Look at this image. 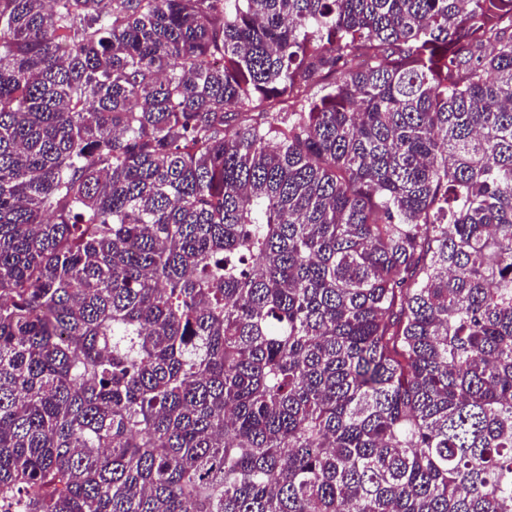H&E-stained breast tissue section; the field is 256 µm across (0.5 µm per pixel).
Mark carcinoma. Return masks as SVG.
I'll use <instances>...</instances> for the list:
<instances>
[{
    "label": "carcinoma",
    "instance_id": "1",
    "mask_svg": "<svg viewBox=\"0 0 512 512\" xmlns=\"http://www.w3.org/2000/svg\"><path fill=\"white\" fill-rule=\"evenodd\" d=\"M0 512H512V0H0Z\"/></svg>",
    "mask_w": 512,
    "mask_h": 512
}]
</instances>
